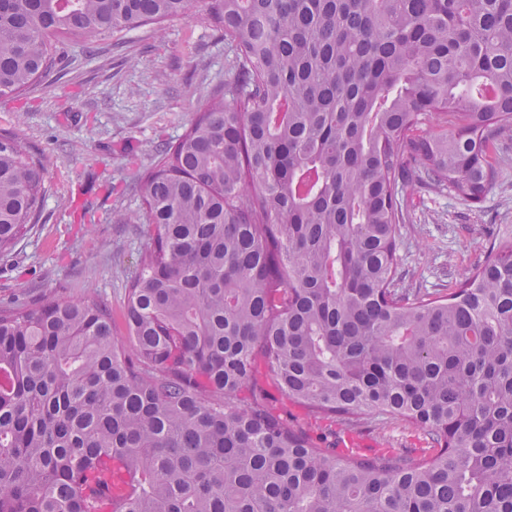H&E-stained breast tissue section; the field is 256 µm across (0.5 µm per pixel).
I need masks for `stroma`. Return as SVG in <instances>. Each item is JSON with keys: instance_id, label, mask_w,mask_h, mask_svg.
<instances>
[{"instance_id": "stroma-1", "label": "stroma", "mask_w": 512, "mask_h": 512, "mask_svg": "<svg viewBox=\"0 0 512 512\" xmlns=\"http://www.w3.org/2000/svg\"><path fill=\"white\" fill-rule=\"evenodd\" d=\"M232 46L206 14L189 13L112 37L67 46L38 87L0 97V136L29 143L44 160L47 192L38 223L0 255V308L92 295L127 335L125 289L150 243L145 224H124L140 210L131 185L150 168L156 145L179 138L211 91L230 80ZM504 159L479 203L445 189L403 188L402 287L434 292L460 282L491 256V240L512 239V129L498 137ZM275 411L310 437L335 442L342 456L431 451L423 433L372 416L348 425L288 401L264 377Z\"/></svg>"}]
</instances>
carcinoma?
<instances>
[{
  "instance_id": "obj_1",
  "label": "carcinoma",
  "mask_w": 512,
  "mask_h": 512,
  "mask_svg": "<svg viewBox=\"0 0 512 512\" xmlns=\"http://www.w3.org/2000/svg\"><path fill=\"white\" fill-rule=\"evenodd\" d=\"M200 0H0V96L59 45ZM232 80L136 177L125 294L0 309V512H512V240L398 287L403 187L478 202L512 126V0H211ZM436 116L440 131L422 125ZM40 154L0 137V252ZM376 414L434 451L342 457L271 408Z\"/></svg>"
}]
</instances>
